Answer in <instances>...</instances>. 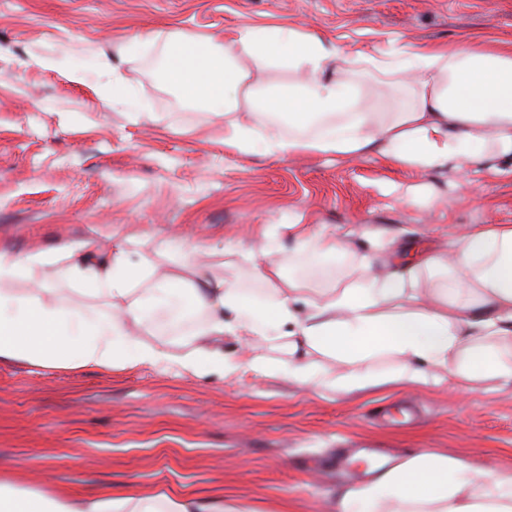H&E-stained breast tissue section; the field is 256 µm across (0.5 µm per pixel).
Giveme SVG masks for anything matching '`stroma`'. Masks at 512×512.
I'll list each match as a JSON object with an SVG mask.
<instances>
[{
  "label": "stroma",
  "instance_id": "stroma-1",
  "mask_svg": "<svg viewBox=\"0 0 512 512\" xmlns=\"http://www.w3.org/2000/svg\"><path fill=\"white\" fill-rule=\"evenodd\" d=\"M287 23L368 54L392 42L512 41V0H0V248L18 253L127 237L148 251L208 250L214 277L247 275L219 249L269 253L323 289L351 280L344 257L315 261L298 222L446 247L466 224H512V175L458 174L319 154L224 151V115L184 101L162 75L168 32L223 39L242 24ZM156 38L137 44L135 31ZM125 79L114 98L100 69ZM52 58L54 69L43 68ZM274 230L266 240V230ZM201 318L159 310L148 336L178 347ZM320 390L287 374L199 377L175 366L46 369L0 362V471L18 484L93 494L180 486L241 512H336L338 487L368 478L362 449L398 461L422 450L512 473V384Z\"/></svg>",
  "mask_w": 512,
  "mask_h": 512
}]
</instances>
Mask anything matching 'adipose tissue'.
Masks as SVG:
<instances>
[{
	"mask_svg": "<svg viewBox=\"0 0 512 512\" xmlns=\"http://www.w3.org/2000/svg\"><path fill=\"white\" fill-rule=\"evenodd\" d=\"M375 74L371 102L356 90L358 64ZM291 72L274 88L261 76ZM164 76L181 96L224 112V149L255 147L276 157L306 153L381 157L421 171L512 164V41L472 36L453 46L405 45L378 56L345 50L283 24L238 26L223 43L176 31L165 45ZM317 257L344 256L336 231L294 227ZM164 246L163 255L174 251ZM172 270L158 272L139 240L105 251L86 240L64 254L0 248V362L64 370L175 365L195 375L283 371L324 389L338 380L308 359L315 351L347 362L392 356L393 383H422L425 366L459 383L512 382V224H470L449 250L432 251L387 274L357 260L358 278L313 295L274 259L241 252L239 263L269 291L253 302L240 279L210 277L182 246ZM92 285L107 310L70 304L39 269ZM183 305L203 324L182 352L140 332L156 306ZM283 343L286 359L242 350L225 361L219 340ZM512 512V474L493 477L429 452L414 454L358 487L336 493V512ZM0 512H240L234 501L190 490L87 495L25 489L0 476Z\"/></svg>",
	"mask_w": 512,
	"mask_h": 512,
	"instance_id": "obj_1",
	"label": "adipose tissue"
}]
</instances>
